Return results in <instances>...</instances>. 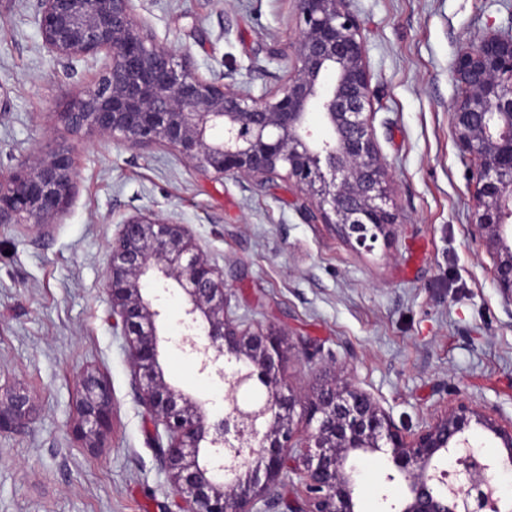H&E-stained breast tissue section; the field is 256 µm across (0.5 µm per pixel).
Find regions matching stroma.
Returning a JSON list of instances; mask_svg holds the SVG:
<instances>
[{
    "label": "stroma",
    "instance_id": "35a3bbf8",
    "mask_svg": "<svg viewBox=\"0 0 512 512\" xmlns=\"http://www.w3.org/2000/svg\"><path fill=\"white\" fill-rule=\"evenodd\" d=\"M157 43L206 77L233 73L254 95L277 87L300 29L294 0H134ZM366 48L378 149L400 222L385 245L355 250L309 220L293 184L199 174L173 151L71 135L59 114L103 69L43 44L37 0H0V169L67 143L77 181L59 223L0 224V401L18 389L35 422L0 434V512H178L155 423L135 389L132 355L112 327L109 245L121 222L155 212L186 224L250 330L288 336L281 382L301 399L333 375L369 393L406 436L466 400L512 426V307L496 256L474 228V161L450 106L456 55L512 28V0H349ZM180 307L165 306V381L198 403L221 382L174 345ZM88 369L112 389L102 447L71 428ZM386 451L360 465L361 512H381Z\"/></svg>",
    "mask_w": 512,
    "mask_h": 512
}]
</instances>
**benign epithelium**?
Here are the masks:
<instances>
[{
  "instance_id": "benign-epithelium-1",
  "label": "benign epithelium",
  "mask_w": 512,
  "mask_h": 512,
  "mask_svg": "<svg viewBox=\"0 0 512 512\" xmlns=\"http://www.w3.org/2000/svg\"><path fill=\"white\" fill-rule=\"evenodd\" d=\"M300 32L293 67L260 96L230 74L201 75L187 54L158 44L133 0H37L42 41L58 58L109 63L67 107L74 135L133 149L171 150L204 175L291 181L311 202L309 217L338 226L356 249L374 250L399 223L381 161L371 110V79L360 27L348 0H295ZM452 78L454 135L476 160V232L497 257L495 281L512 305V30L479 38L458 54ZM77 173L58 147L15 170L0 171V224H54L71 200ZM107 288L112 325L132 348L136 390L162 426L160 461L182 501L181 512H276L275 490L290 472L304 481L306 512H359L358 463L390 445L385 482L403 498L382 495L387 512H512L493 474L512 466V428L461 401L407 438L373 398L344 379L303 401L278 379L288 351L270 327L240 328L229 312L224 272L211 264L186 225L154 213L122 221L110 244ZM181 301L180 347L200 357V372L224 382V412L208 414L166 383L160 364L162 297ZM258 381L263 396L239 394ZM75 435L95 447L111 427L112 392L94 372ZM301 406L310 430L296 438ZM33 420L30 398L11 394L0 433ZM479 426L501 441L504 458L476 449L466 430ZM453 460L449 472L441 465Z\"/></svg>"
}]
</instances>
